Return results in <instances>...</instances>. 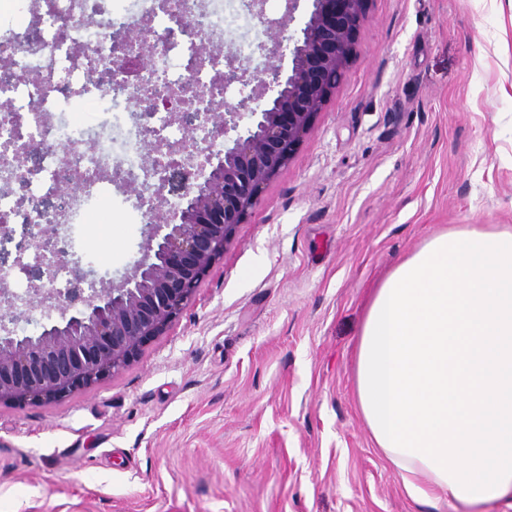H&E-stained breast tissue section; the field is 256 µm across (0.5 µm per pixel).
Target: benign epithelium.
Returning a JSON list of instances; mask_svg holds the SVG:
<instances>
[{
	"label": "benign epithelium",
	"instance_id": "1",
	"mask_svg": "<svg viewBox=\"0 0 512 512\" xmlns=\"http://www.w3.org/2000/svg\"><path fill=\"white\" fill-rule=\"evenodd\" d=\"M368 0H311L309 16L292 41L291 66L283 70L282 40L272 35L260 46L268 63L256 76L230 63L223 86L257 82L231 102L219 101L212 126L228 137L216 151L202 152L197 177L174 161L164 167L147 222L144 253L120 283L83 288L85 273L72 246L46 223L40 236L26 232L16 244L15 261L31 249L58 264L73 265L75 283L62 291L45 287L43 266H25L32 294L20 301L0 279V401L22 405L51 402L91 386L134 361L180 315L198 283L224 254L239 224L267 182L292 158L323 106L340 83L360 34ZM116 50L130 43L139 60L152 57L162 39L130 26L113 35ZM137 60V61H139ZM137 61L126 56L118 71L129 74ZM179 192L172 213L164 191ZM54 298L61 320L20 332L32 323L33 297Z\"/></svg>",
	"mask_w": 512,
	"mask_h": 512
}]
</instances>
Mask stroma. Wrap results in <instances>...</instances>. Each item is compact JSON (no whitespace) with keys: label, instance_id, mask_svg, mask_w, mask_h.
<instances>
[{"label":"stroma","instance_id":"obj_1","mask_svg":"<svg viewBox=\"0 0 512 512\" xmlns=\"http://www.w3.org/2000/svg\"><path fill=\"white\" fill-rule=\"evenodd\" d=\"M93 213L120 282L143 207ZM512 225V0H369L336 90L179 317L63 400L0 402V512H454L359 411L373 288L434 234Z\"/></svg>","mask_w":512,"mask_h":512}]
</instances>
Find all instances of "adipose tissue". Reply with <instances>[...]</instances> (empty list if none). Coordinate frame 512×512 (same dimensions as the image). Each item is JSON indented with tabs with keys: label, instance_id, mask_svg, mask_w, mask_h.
Segmentation results:
<instances>
[{
	"label": "adipose tissue",
	"instance_id": "ef3b65f1",
	"mask_svg": "<svg viewBox=\"0 0 512 512\" xmlns=\"http://www.w3.org/2000/svg\"><path fill=\"white\" fill-rule=\"evenodd\" d=\"M358 403L413 500L512 497V226L451 228L373 291Z\"/></svg>",
	"mask_w": 512,
	"mask_h": 512
}]
</instances>
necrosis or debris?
<instances>
[{
  "instance_id": "4bbe7bcc",
  "label": "necrosis or debris",
  "mask_w": 512,
  "mask_h": 512,
  "mask_svg": "<svg viewBox=\"0 0 512 512\" xmlns=\"http://www.w3.org/2000/svg\"><path fill=\"white\" fill-rule=\"evenodd\" d=\"M8 2L12 12L28 15L29 23L22 29L0 23V58L9 70L8 78L0 79V221L32 225L14 188H23L30 198L52 199L61 177L74 172L78 180L53 219L65 241L71 238V225L102 209V184L133 178L142 192L151 191L157 177L145 163L147 142L162 152L179 143L187 163L212 139L206 123L188 133L170 121L167 111L156 107L155 96L170 95L177 107L205 111L210 79L223 71L226 57L252 64L255 48L269 38L267 23L254 22L243 0H187L180 11L171 9L170 0H135L119 18L127 25L162 19L166 40L139 75L128 79L113 73V0ZM228 25L244 28L248 35L227 48L222 41ZM201 40L215 43L212 54L199 55ZM82 96L114 113L88 146L77 150L73 144L82 134L80 126L54 115L69 111ZM123 102L150 113L153 138H146L143 121H122L116 107ZM31 144L37 153L27 166H20L19 157Z\"/></svg>"
}]
</instances>
